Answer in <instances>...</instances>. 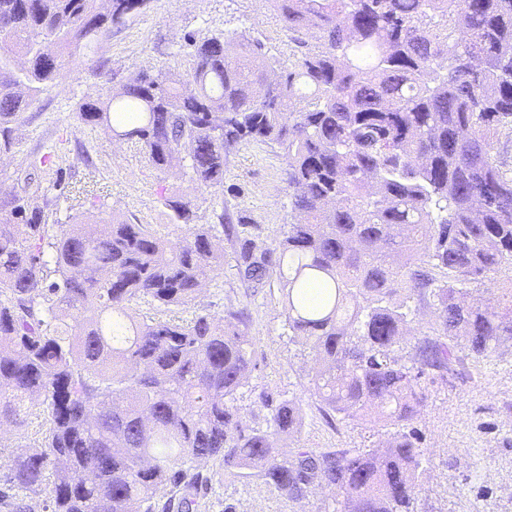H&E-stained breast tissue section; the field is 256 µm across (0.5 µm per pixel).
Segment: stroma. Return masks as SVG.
Wrapping results in <instances>:
<instances>
[{
	"label": "stroma",
	"mask_w": 512,
	"mask_h": 512,
	"mask_svg": "<svg viewBox=\"0 0 512 512\" xmlns=\"http://www.w3.org/2000/svg\"><path fill=\"white\" fill-rule=\"evenodd\" d=\"M201 29L262 34L271 55L288 57V34L268 0H151L145 13L103 37L94 54L78 50L58 77L25 110L11 152L0 155V191L20 187L30 165L43 164L45 178L63 170L76 187L100 195L104 211L132 212L145 224H160L177 239L180 229L166 225L160 190L176 191L198 208L200 223L210 220L217 193L199 190L180 171L160 173L135 145L104 134H89L78 115L80 101L108 82L120 89L131 73L177 68L173 50L186 33ZM98 60L107 73L89 70ZM282 158L271 150L244 146L231 155L226 190H239L237 203L259 225L261 238H277L291 220ZM248 301L257 368L240 391L244 413L268 390L301 399L305 425L302 447L339 452L376 446V429L350 419L326 421L310 384L313 357L288 334L278 286L249 292L232 268L207 279L200 303L223 317L229 301ZM428 400L416 422L428 464L414 503L415 512H512V348L477 361L461 353L452 372L429 370L420 379ZM221 501L210 512L233 504L236 512H313L319 497L284 500L255 483L225 482Z\"/></svg>",
	"instance_id": "stroma-1"
}]
</instances>
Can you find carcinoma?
Masks as SVG:
<instances>
[{
  "mask_svg": "<svg viewBox=\"0 0 512 512\" xmlns=\"http://www.w3.org/2000/svg\"><path fill=\"white\" fill-rule=\"evenodd\" d=\"M268 2L297 48L288 64L242 31L190 33L184 72L134 73L79 116L198 189L224 188L243 145L275 151L298 213L275 243L226 200L200 224L192 201L161 193L174 244L122 213L60 217L59 179L0 191V434L23 441L0 455V512H31V494L44 512H204L228 478L292 502L321 488L316 512H414L419 379L460 350L512 346V280L503 307L471 300L512 271V160L496 149L512 142V0ZM149 3L0 0L1 154L72 51ZM225 236L246 287L278 278L324 414L391 427L385 444L281 453L302 407L265 390L263 423L243 417L250 308L217 320L196 304ZM423 302L437 319L414 340Z\"/></svg>",
  "mask_w": 512,
  "mask_h": 512,
  "instance_id": "carcinoma-1",
  "label": "carcinoma"
}]
</instances>
